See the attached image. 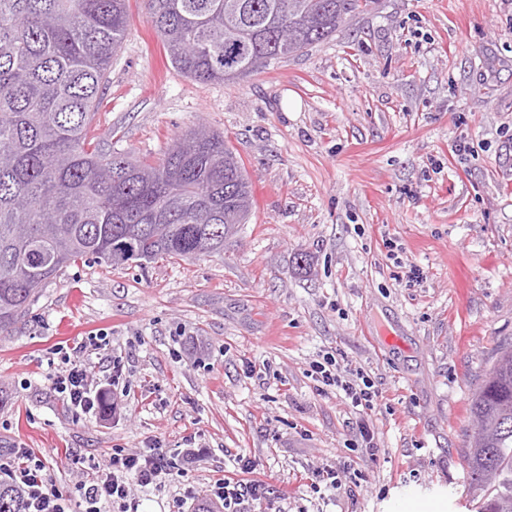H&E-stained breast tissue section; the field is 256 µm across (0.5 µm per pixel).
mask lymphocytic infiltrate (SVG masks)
<instances>
[{
  "label": "lymphocytic infiltrate",
  "instance_id": "1",
  "mask_svg": "<svg viewBox=\"0 0 512 512\" xmlns=\"http://www.w3.org/2000/svg\"><path fill=\"white\" fill-rule=\"evenodd\" d=\"M105 337L87 336L70 346L57 348L59 364L53 374L57 394L74 409L87 413L93 410L101 390L94 378L93 356L105 347ZM310 375L322 390L335 391L353 409L371 410L383 398L370 375L359 366L341 365L333 353H325L312 362ZM194 449H187L182 459H174L159 448L135 454L114 450L112 468L79 481L75 495L62 493L47 473L46 460L30 449L16 447L0 454V477L19 488L24 498V512H102L106 505L122 503L133 486L148 487L161 483L179 464L196 459ZM255 463L239 458L237 473L217 481L211 494L223 501L225 512H253L255 504L269 494V483L254 479Z\"/></svg>",
  "mask_w": 512,
  "mask_h": 512
}]
</instances>
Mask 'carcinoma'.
Returning <instances> with one entry per match:
<instances>
[{"label": "carcinoma", "instance_id": "cac0c4a2", "mask_svg": "<svg viewBox=\"0 0 512 512\" xmlns=\"http://www.w3.org/2000/svg\"><path fill=\"white\" fill-rule=\"evenodd\" d=\"M174 68L235 83L324 43L374 0H143ZM127 0H0V335L66 265L192 259L224 250L253 199L224 135L190 129L155 161L103 150L99 92ZM465 451L479 512H512V340L470 403ZM0 512H23L0 480Z\"/></svg>", "mask_w": 512, "mask_h": 512}]
</instances>
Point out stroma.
<instances>
[{
	"label": "stroma",
	"instance_id": "stroma-1",
	"mask_svg": "<svg viewBox=\"0 0 512 512\" xmlns=\"http://www.w3.org/2000/svg\"><path fill=\"white\" fill-rule=\"evenodd\" d=\"M128 14L92 121L101 144L145 159L185 130L223 133L252 210L223 252L49 280L0 335V449L44 454L66 493L116 448L199 450L186 475L133 488L127 512H177L242 455L284 512H478L469 405L512 338V0H379L236 84L186 77L141 0ZM92 332L125 375L78 414L47 362ZM328 352L382 390L368 414L309 376ZM359 420L385 455L353 497L312 493L310 470L348 461Z\"/></svg>",
	"mask_w": 512,
	"mask_h": 512
}]
</instances>
